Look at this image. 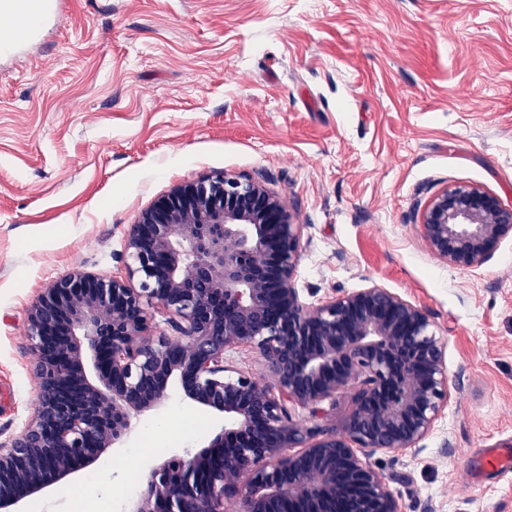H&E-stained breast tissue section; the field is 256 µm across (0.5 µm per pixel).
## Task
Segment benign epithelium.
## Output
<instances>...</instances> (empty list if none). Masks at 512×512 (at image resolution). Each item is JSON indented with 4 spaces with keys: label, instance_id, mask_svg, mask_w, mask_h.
<instances>
[{
    "label": "benign epithelium",
    "instance_id": "obj_1",
    "mask_svg": "<svg viewBox=\"0 0 512 512\" xmlns=\"http://www.w3.org/2000/svg\"><path fill=\"white\" fill-rule=\"evenodd\" d=\"M437 258L473 269L512 238V206L456 184L418 206ZM305 225L262 182L178 187L126 233L122 275L73 271L31 305L39 405L0 437V512L97 461L173 380L224 415L207 445L169 454L122 512H399L368 458L417 447L448 407L446 345L425 309L378 285L306 303ZM256 348L273 382L233 365ZM341 429L325 424L342 393Z\"/></svg>",
    "mask_w": 512,
    "mask_h": 512
}]
</instances>
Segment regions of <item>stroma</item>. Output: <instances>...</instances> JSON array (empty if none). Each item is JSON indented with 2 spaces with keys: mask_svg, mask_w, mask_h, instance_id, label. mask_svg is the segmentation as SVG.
Listing matches in <instances>:
<instances>
[{
  "mask_svg": "<svg viewBox=\"0 0 512 512\" xmlns=\"http://www.w3.org/2000/svg\"><path fill=\"white\" fill-rule=\"evenodd\" d=\"M260 180L304 224L310 302L373 284L427 310L452 398L372 466L400 512H512V240L481 267L432 255L415 207L469 183L512 206V0H67L0 61V432L34 416L30 305L73 270L122 274L125 233L180 185ZM127 442L25 512H121L163 451L217 420L177 386Z\"/></svg>",
  "mask_w": 512,
  "mask_h": 512,
  "instance_id": "stroma-1",
  "label": "stroma"
}]
</instances>
